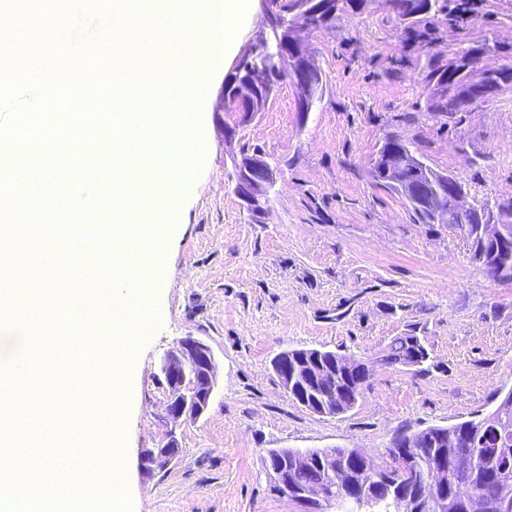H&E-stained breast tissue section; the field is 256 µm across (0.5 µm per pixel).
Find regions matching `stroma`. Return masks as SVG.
<instances>
[{
	"label": "stroma",
	"mask_w": 512,
	"mask_h": 512,
	"mask_svg": "<svg viewBox=\"0 0 512 512\" xmlns=\"http://www.w3.org/2000/svg\"><path fill=\"white\" fill-rule=\"evenodd\" d=\"M96 2L6 0L4 8L31 17L33 48L53 50L41 34L57 26L85 66L106 69L111 20ZM300 37L322 73L308 113L285 81L265 111L243 121L219 109L226 68L208 76L202 161L171 213L156 318L133 353L123 402L131 512H304L272 492L268 449L358 448L380 464L395 434L472 419L512 390V281L489 280L455 229L416 223L405 200L370 174L377 151L398 137L470 196L512 199V89L462 112H432L422 81L429 50L456 62L489 42L499 50L485 65L512 67V0H485L459 25L439 14L423 37L375 0ZM223 124L234 128L232 140ZM254 155L275 172L258 214L235 191V160ZM42 158L89 163L91 189L105 185L107 156L73 143L60 153L26 152L21 167ZM41 277L43 293L0 313V375L40 408L84 397L79 368L61 374L34 355L26 313L67 314L53 295L63 285L58 272L46 264ZM406 334L427 347V370L376 368L370 388L339 416L292 401L272 368L293 349L372 358ZM188 336L210 347L217 385L203 415L172 428L160 362ZM170 432L177 457L145 472L143 451Z\"/></svg>",
	"instance_id": "obj_1"
}]
</instances>
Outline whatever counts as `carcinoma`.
<instances>
[{
    "label": "carcinoma",
    "mask_w": 512,
    "mask_h": 512,
    "mask_svg": "<svg viewBox=\"0 0 512 512\" xmlns=\"http://www.w3.org/2000/svg\"><path fill=\"white\" fill-rule=\"evenodd\" d=\"M274 10L282 23L288 24L299 18L295 11L296 0H272ZM374 0H330L321 13L306 17L311 29L316 30L336 20V14L344 9L363 11ZM446 0H403V11L397 12L402 21L419 24L421 21L441 13L447 8ZM491 52L487 44L481 43L466 52L459 64H442L439 58L430 55L426 61L424 81L434 84L436 93L430 99L432 112H461L478 99L496 95L512 86V69L482 67V90L471 93L476 74L465 69L466 61L479 60ZM305 50L274 49L271 43H258L247 54L242 67L244 73L258 70L263 73L265 87L256 92V97L268 98L276 85L291 77V71L305 61ZM371 163L373 180L397 194L410 206L417 221L433 224L436 214L453 210L456 192L464 185L453 176H448V186H443L433 169L411 154L409 147L398 138L389 139L375 155ZM424 353L426 347L419 337L413 335L395 337L384 354L369 365L349 376L346 389V408H353L369 386L374 367H396L414 363L421 367L427 359L413 360L414 352ZM317 399L330 407L336 406V383L317 384ZM402 440L410 443V457L415 468L421 469L435 460L448 462L442 488L448 499L446 512H469V496L486 492L498 499L512 501V418H492L488 415L479 420H465L445 431L442 426H429L412 433H403ZM364 462L347 460L344 480L328 488L336 498L346 491L351 482L358 481ZM288 480L299 489L322 486L327 482L325 464L314 460L291 469Z\"/></svg>",
    "instance_id": "carcinoma-1"
}]
</instances>
